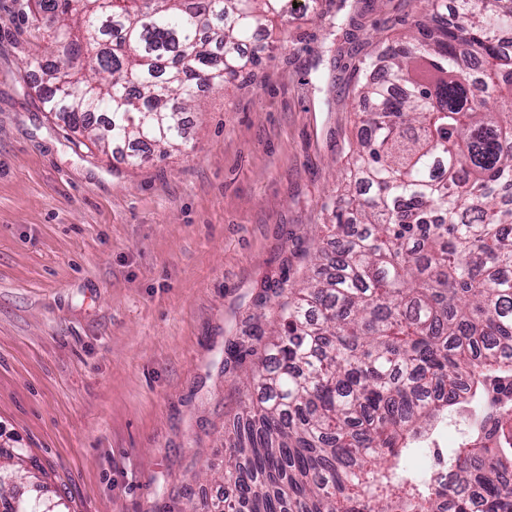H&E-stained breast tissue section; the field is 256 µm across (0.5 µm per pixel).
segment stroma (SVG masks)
I'll return each mask as SVG.
<instances>
[{
	"label": "stroma",
	"mask_w": 512,
	"mask_h": 512,
	"mask_svg": "<svg viewBox=\"0 0 512 512\" xmlns=\"http://www.w3.org/2000/svg\"><path fill=\"white\" fill-rule=\"evenodd\" d=\"M259 63L132 169L42 109L27 0H0V440L64 512H212L224 435L309 275L362 124L356 75L420 0H296ZM244 342L242 361L229 342Z\"/></svg>",
	"instance_id": "35a3bbf8"
}]
</instances>
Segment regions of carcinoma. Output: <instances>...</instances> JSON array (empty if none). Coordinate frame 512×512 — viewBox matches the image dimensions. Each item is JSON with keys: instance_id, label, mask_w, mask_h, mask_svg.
Masks as SVG:
<instances>
[{"instance_id": "carcinoma-1", "label": "carcinoma", "mask_w": 512, "mask_h": 512, "mask_svg": "<svg viewBox=\"0 0 512 512\" xmlns=\"http://www.w3.org/2000/svg\"><path fill=\"white\" fill-rule=\"evenodd\" d=\"M425 0L398 51L358 90L363 192L336 199L313 272L288 289L225 433L222 512H512V0ZM286 0H29L63 64L43 110L76 147L137 167L186 140L203 87L258 58L249 42ZM105 117L95 125L91 117ZM469 427L418 469L434 430ZM11 472L29 475L17 448ZM0 512H46L0 482Z\"/></svg>"}]
</instances>
